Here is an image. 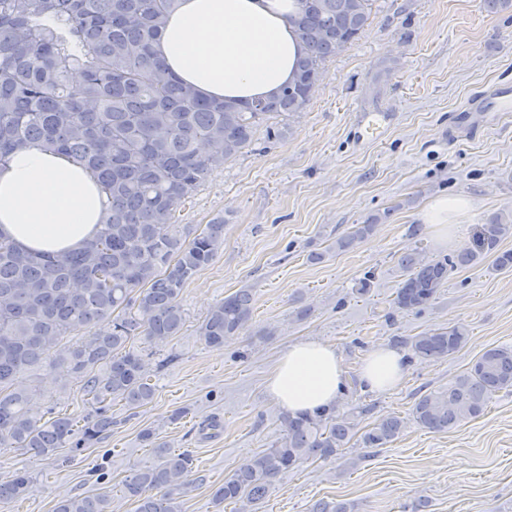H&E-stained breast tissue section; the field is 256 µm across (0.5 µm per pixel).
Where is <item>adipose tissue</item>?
Returning a JSON list of instances; mask_svg holds the SVG:
<instances>
[{
    "mask_svg": "<svg viewBox=\"0 0 512 512\" xmlns=\"http://www.w3.org/2000/svg\"><path fill=\"white\" fill-rule=\"evenodd\" d=\"M295 0H178L155 47L160 62L203 97L257 100L293 77L302 51L289 22ZM463 197L434 199L422 215L440 237L467 214ZM104 217L103 199L89 174L39 147L14 154L0 168V232L20 248L61 254L82 246ZM407 368L403 354L374 347L361 370L374 392L392 389ZM344 370L335 350L318 340L289 346L266 380L272 401L293 414L335 405Z\"/></svg>",
    "mask_w": 512,
    "mask_h": 512,
    "instance_id": "adipose-tissue-1",
    "label": "adipose tissue"
}]
</instances>
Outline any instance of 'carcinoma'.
I'll return each mask as SVG.
<instances>
[{
    "instance_id": "1",
    "label": "carcinoma",
    "mask_w": 512,
    "mask_h": 512,
    "mask_svg": "<svg viewBox=\"0 0 512 512\" xmlns=\"http://www.w3.org/2000/svg\"><path fill=\"white\" fill-rule=\"evenodd\" d=\"M371 0H297L290 16L302 44L292 83L255 101L207 99L174 78L155 58L177 0H0V168L21 149L40 146L72 159L107 198L95 237L60 255L21 249L0 233V448L52 457L80 451L112 428V404L130 413L152 402L145 359L132 342L163 343L184 325L180 296L224 245V220L200 230L172 223L176 210L215 169L241 153L264 130V143L286 139L285 119L304 111L325 63L352 44L369 24ZM84 85L75 93L69 77ZM357 224L336 239L345 251L370 235ZM512 219L498 215L480 225L475 246L430 260L405 256L406 277L393 304L419 310L432 304L450 275L485 256L512 268ZM253 296L243 288L219 300L199 335L210 347L244 331ZM84 336L72 343L75 332ZM461 325L433 329L409 341L422 359L449 358L465 345ZM47 362L67 367L82 383L90 411L67 414L35 403L33 387L18 378ZM512 392V346L485 350L440 390L423 392L411 417L431 432H446L480 417L490 400ZM274 447L240 464L213 491L217 503L257 512L272 483L301 464L329 460L350 441L345 418L330 407L283 418ZM397 416L380 419L360 437L382 448L401 432ZM155 463L123 481L134 512H182L193 458L172 454L146 430ZM25 469L0 482V502L25 497ZM107 491L61 500L54 512H110Z\"/></svg>"
}]
</instances>
